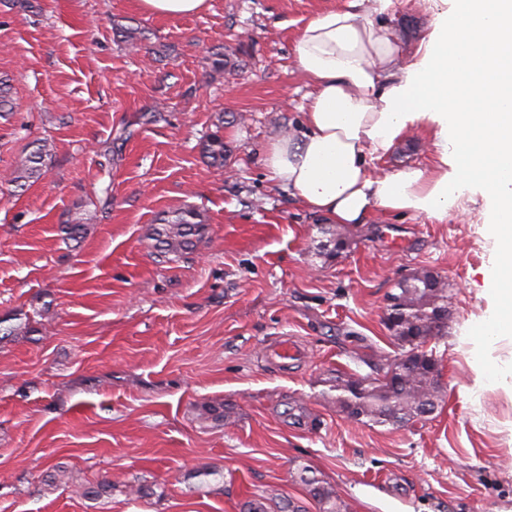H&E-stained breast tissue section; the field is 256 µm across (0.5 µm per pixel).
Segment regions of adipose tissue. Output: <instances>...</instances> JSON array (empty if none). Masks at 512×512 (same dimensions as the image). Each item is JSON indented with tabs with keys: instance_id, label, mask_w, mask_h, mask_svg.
Wrapping results in <instances>:
<instances>
[{
	"instance_id": "1",
	"label": "adipose tissue",
	"mask_w": 512,
	"mask_h": 512,
	"mask_svg": "<svg viewBox=\"0 0 512 512\" xmlns=\"http://www.w3.org/2000/svg\"><path fill=\"white\" fill-rule=\"evenodd\" d=\"M366 1L325 11L296 34L291 56L310 90L299 132L267 147L266 176L330 224H363L376 210L443 224L480 193L497 260L491 306L474 329L475 384L497 382L512 375L485 356L488 343L512 335V90L487 82L512 69V0H456L407 63L394 34L371 19L392 13L395 0H370L369 12ZM415 129L429 132L437 166L386 171Z\"/></svg>"
}]
</instances>
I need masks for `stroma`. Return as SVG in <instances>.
<instances>
[{
	"instance_id": "obj_1",
	"label": "stroma",
	"mask_w": 512,
	"mask_h": 512,
	"mask_svg": "<svg viewBox=\"0 0 512 512\" xmlns=\"http://www.w3.org/2000/svg\"><path fill=\"white\" fill-rule=\"evenodd\" d=\"M348 2L159 17L136 0H0L15 99L0 115V512H322L304 472L346 512H512V379L474 385L496 259L483 198L444 224L376 212L352 227L265 177L266 145L297 127L308 90L290 42ZM447 7L396 0L384 22L404 57ZM216 131L220 169L202 151ZM45 140L38 181L2 182ZM187 206L204 220L195 250L158 257L161 218ZM77 217L82 237L63 239ZM421 270L448 293L423 345L441 401L403 427L351 419L323 383L400 357L386 297ZM284 337L306 355L278 368L264 348ZM106 481L111 494L84 496Z\"/></svg>"
}]
</instances>
